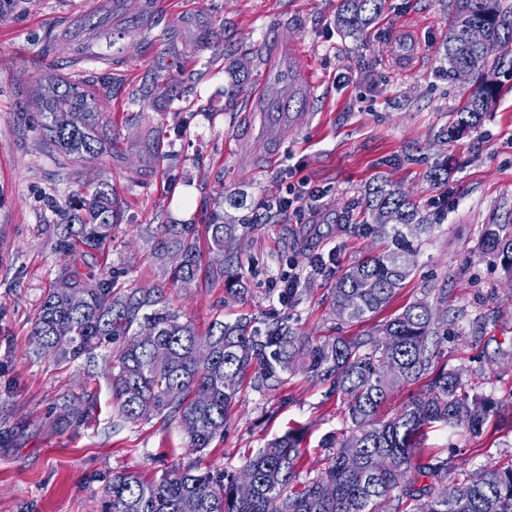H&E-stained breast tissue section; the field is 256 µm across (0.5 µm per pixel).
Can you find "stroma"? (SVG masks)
<instances>
[{
    "mask_svg": "<svg viewBox=\"0 0 512 512\" xmlns=\"http://www.w3.org/2000/svg\"><path fill=\"white\" fill-rule=\"evenodd\" d=\"M339 2L0 0V512H100L116 471L148 480L189 468L236 475L269 440L297 428L306 432L305 482L332 456L324 439L349 429L324 385L295 376L262 392L246 380L223 438L191 452L176 421L118 422L107 351L72 363L36 355L34 322L61 273L60 210L102 177L124 209L111 243L85 256L84 272L114 274L127 288L170 287L153 236L164 224H206L217 211L238 227L241 289L170 288L173 307L201 331L217 318L246 316L262 330L285 318L313 337L371 329L336 320L331 290L378 249L357 226L369 186L391 182L432 229L383 318L447 293L470 320L440 342V362L467 367L474 392L512 404V359L500 356L512 349V281L474 249L483 225L512 224V63L498 68L508 93L475 129L444 140L441 130L478 83L446 74L454 0H386L362 39L338 32ZM271 36L296 45L311 76L306 122L272 141L250 105ZM55 74L111 85L99 104L112 122L113 152L76 164L41 139L34 90ZM443 166L447 179L433 180ZM302 182L320 190L319 201L276 212ZM50 196L59 211L46 207ZM319 255L327 259L320 270ZM291 270L300 291L293 305L280 301L278 287ZM87 394L91 411L55 427L57 408ZM424 444L471 470L512 461V433L492 426L473 438L438 425Z\"/></svg>",
    "mask_w": 512,
    "mask_h": 512,
    "instance_id": "35a3bbf8",
    "label": "stroma"
}]
</instances>
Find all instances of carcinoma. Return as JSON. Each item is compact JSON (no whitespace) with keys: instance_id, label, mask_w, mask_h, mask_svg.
Listing matches in <instances>:
<instances>
[{"instance_id":"obj_1","label":"carcinoma","mask_w":512,"mask_h":512,"mask_svg":"<svg viewBox=\"0 0 512 512\" xmlns=\"http://www.w3.org/2000/svg\"><path fill=\"white\" fill-rule=\"evenodd\" d=\"M386 0H341L336 23L342 35L362 38L385 9ZM478 26L485 39L469 40ZM450 72L466 68L480 74L512 54V10L499 0H456L452 36L443 45ZM501 85L481 83L455 112L448 125L452 140L476 127L489 111ZM95 91L57 77L42 101L43 140L67 159L91 163L106 150L101 136L108 122L98 111ZM123 201L112 183L98 179L73 195L55 249L66 259L57 282L69 291L49 289L33 330L37 353L58 362H74L108 348L114 408L128 422L160 416L180 424L196 451L224 436L247 374L260 389H274L283 375L302 374L326 386L340 400L350 431L332 437L335 449L320 476L295 488L302 461V433L291 430L249 457L243 472L253 491L240 497L237 478L187 469L146 480L135 472H117L102 495L101 512H512V464L455 470L450 460L421 445L423 429L440 423L483 435L496 419L509 428L503 406L471 392L466 369L438 365L434 346L466 320L465 307L450 319L435 318L426 300L404 306L394 317L360 336L301 334L282 320L265 333L243 318L215 319L205 333L170 304L165 289L124 288L113 274L79 271L86 250L100 251L112 241ZM367 219L359 228L387 241L384 249L347 268L336 279L332 310L342 321L370 320L383 312L413 271L414 238L429 225L417 219L410 199L384 181L369 188ZM210 250L224 249L236 238V225L216 213L204 225ZM478 246L499 259L512 280V225L485 224ZM153 257L173 256L169 269L174 288H190L204 279L234 284L235 254L224 265H203L199 234L193 224H165L155 240ZM421 384L397 413L385 418L384 404L406 385ZM453 486H448V476Z\"/></svg>"}]
</instances>
